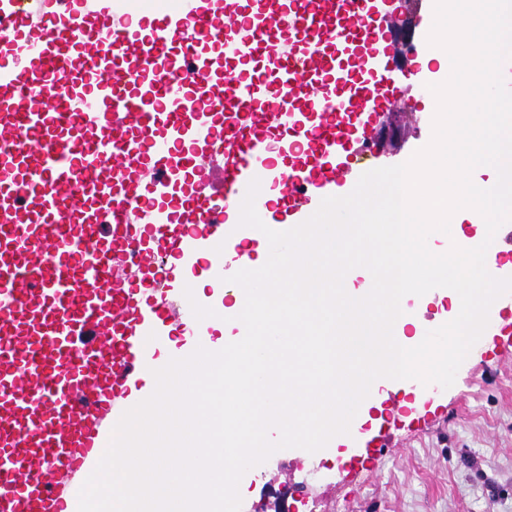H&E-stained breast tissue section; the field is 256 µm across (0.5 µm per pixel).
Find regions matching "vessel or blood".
I'll return each instance as SVG.
<instances>
[{"label": "vessel or blood", "instance_id": "b4317fda", "mask_svg": "<svg viewBox=\"0 0 512 512\" xmlns=\"http://www.w3.org/2000/svg\"><path fill=\"white\" fill-rule=\"evenodd\" d=\"M391 0H0V512H68L188 265L344 196L401 86ZM221 188L211 186L216 155ZM163 269H155L156 254Z\"/></svg>", "mask_w": 512, "mask_h": 512}]
</instances>
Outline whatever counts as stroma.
Segmentation results:
<instances>
[{"label": "stroma", "mask_w": 512, "mask_h": 512, "mask_svg": "<svg viewBox=\"0 0 512 512\" xmlns=\"http://www.w3.org/2000/svg\"><path fill=\"white\" fill-rule=\"evenodd\" d=\"M435 106L417 91L382 117L371 168L404 163L432 136ZM487 342L468 354L454 384L431 385L412 409L364 426L339 455L290 448L248 470L240 512H273L274 490L292 488L288 512H512V310L489 320Z\"/></svg>", "instance_id": "35a3bbf8"}]
</instances>
